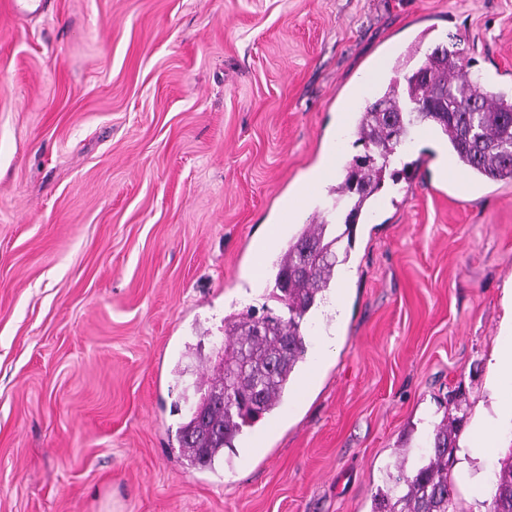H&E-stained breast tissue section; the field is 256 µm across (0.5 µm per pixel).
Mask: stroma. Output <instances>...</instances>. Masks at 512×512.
<instances>
[{
  "label": "stroma",
  "instance_id": "obj_1",
  "mask_svg": "<svg viewBox=\"0 0 512 512\" xmlns=\"http://www.w3.org/2000/svg\"><path fill=\"white\" fill-rule=\"evenodd\" d=\"M512 88V0H0V512H370L448 417L495 414L512 307V183H455L412 129L338 266L305 395L191 464L178 429L224 319L287 317L254 253L337 125L408 48Z\"/></svg>",
  "mask_w": 512,
  "mask_h": 512
}]
</instances>
